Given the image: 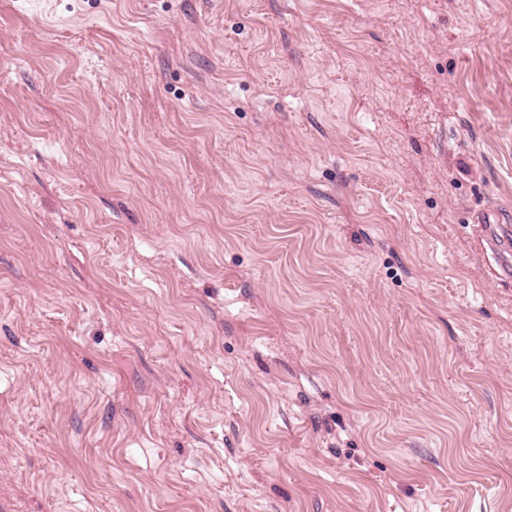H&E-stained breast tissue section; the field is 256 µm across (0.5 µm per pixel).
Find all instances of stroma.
Wrapping results in <instances>:
<instances>
[{
	"instance_id": "35a3bbf8",
	"label": "stroma",
	"mask_w": 512,
	"mask_h": 512,
	"mask_svg": "<svg viewBox=\"0 0 512 512\" xmlns=\"http://www.w3.org/2000/svg\"><path fill=\"white\" fill-rule=\"evenodd\" d=\"M512 0H0V512H512ZM474 223L478 224L480 230V233L476 236L477 246L484 254H488L489 249L494 264L503 269L505 261L499 253L497 232L500 224H503V217L497 211L489 210L477 217ZM494 264L490 265V272L493 276L497 277L499 273Z\"/></svg>"
}]
</instances>
